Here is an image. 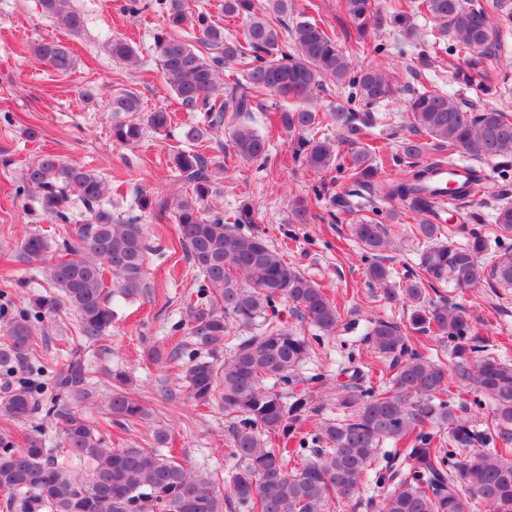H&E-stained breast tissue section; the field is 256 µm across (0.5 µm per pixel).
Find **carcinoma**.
Returning <instances> with one entry per match:
<instances>
[{"mask_svg": "<svg viewBox=\"0 0 512 512\" xmlns=\"http://www.w3.org/2000/svg\"><path fill=\"white\" fill-rule=\"evenodd\" d=\"M288 2L269 0V17L254 11V0H224V16L243 19L239 34L230 39L208 11L191 9L189 0L154 3L158 23L153 40L163 77L183 110L198 112L205 120L184 125L182 145L172 150L175 168L193 189L192 197H180L173 205L178 243L203 284L189 329L192 349L178 346L168 358L189 351L188 397L198 405L218 398L232 415L228 455L238 466L230 475L229 493L222 496L211 476L159 452L171 440L165 425L151 428L149 449L112 447L80 409L93 396L92 375L97 373L80 351L71 350L48 381L31 379L47 370L35 323L69 310L77 317L78 338L98 343L115 318L112 294L144 297L151 288L149 247L140 218L112 215V187L100 172L45 154L28 164L15 190L18 196L36 199L43 214L58 225V241L51 243L40 233L23 239L17 261L38 270L54 291L31 295L28 307L3 317L0 375L11 379L0 388V507L5 512H224L226 502L236 503L242 512H325L353 497L372 474L385 489L380 512H470L476 501L486 503L489 512H512V364L490 352L473 357L477 346L472 344L470 319L447 298L421 305L427 289L448 282L457 288H512V250L485 263L482 257L491 239L475 227L476 215L463 218L473 225L463 244L455 241L453 228L438 223L440 206L432 183L446 161L419 160L423 144L404 142L402 154L391 157L400 176L385 179L370 163L373 146L346 157L329 139L311 136L316 129L336 125L368 140L373 127L368 112H325L307 105L324 82L357 87L368 105L393 98L397 88L379 67L354 71L338 46V34L323 21L301 12L288 27L281 19ZM38 6L72 34L82 32L84 20L72 0H38ZM422 6L439 34L451 41L448 51L470 56L477 73L491 82L494 75L482 63L498 52L492 20L509 17L504 0H422ZM342 7L359 34L377 12L375 0H343ZM106 49L115 60L140 65L137 48L125 39H112ZM31 50L61 74L74 67L71 49L59 41H41ZM228 65L235 79L222 88L219 71ZM267 93L297 101L281 109L277 118L303 165L315 172L344 173L385 200L407 203L419 215L412 232L422 245L404 288L415 303L410 325L415 333L448 339L454 358L445 369L413 350L411 337L399 325L372 321L368 339L378 365L366 373L356 369L339 384L336 401L343 416L323 422L312 433L305 430L314 410L312 392L325 379L315 375L301 381L296 372L314 345L321 344L320 337L309 338L280 324L278 304L291 305L324 335L336 332L342 314L315 281L251 228L249 207L227 214L207 205L214 185L205 156L196 150L223 127L237 157L272 165L269 140L242 120ZM139 110V98L131 91L110 97L114 144L131 145L141 138V124L120 119ZM407 112L415 131L438 148H448L450 157L463 152L475 160L512 158V115L507 112L466 109L435 88L411 97ZM146 121L158 132L171 125L170 113L162 108L150 112ZM75 202L89 214L84 224L74 223ZM494 224L500 236H512V203L497 208ZM350 230L365 252L369 281L387 286L391 270L384 252L394 249L387 227L360 216ZM53 248L61 252L55 260L49 258ZM235 328L252 335L239 337L220 366L213 353ZM386 370L392 372L388 388L377 391L366 384L367 378ZM104 375L113 381L106 420L126 427L152 420V409L125 390L124 372ZM460 385L491 401V419L484 425H477L468 402L452 399V387ZM39 415L58 431V446L49 447L45 433L35 430L17 447L13 426ZM293 440L311 446L312 457L297 468L288 463L299 453L288 448ZM385 442L396 449L380 453ZM73 461L84 466L83 472L73 470Z\"/></svg>", "mask_w": 512, "mask_h": 512, "instance_id": "cac0c4a2", "label": "carcinoma"}]
</instances>
